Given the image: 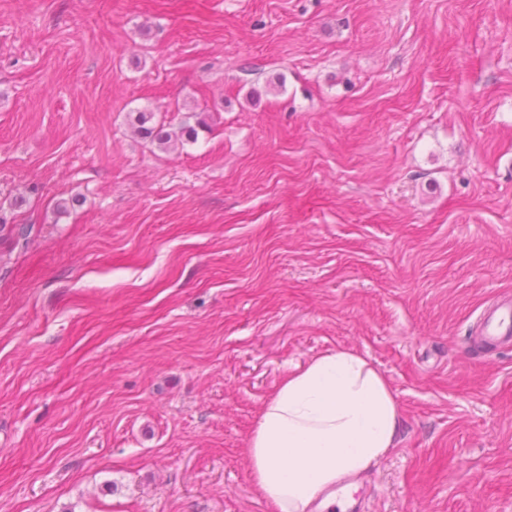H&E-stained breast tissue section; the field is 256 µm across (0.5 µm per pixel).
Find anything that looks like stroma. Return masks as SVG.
I'll return each instance as SVG.
<instances>
[{
  "instance_id": "stroma-1",
  "label": "stroma",
  "mask_w": 512,
  "mask_h": 512,
  "mask_svg": "<svg viewBox=\"0 0 512 512\" xmlns=\"http://www.w3.org/2000/svg\"><path fill=\"white\" fill-rule=\"evenodd\" d=\"M509 296L512 0H0V512H271L336 348L403 420L343 512H512ZM187 119L177 131H165L163 125H158L155 120V112L150 109H144L137 113L136 116V132L144 139H149L152 143L158 144L160 147H166L172 142L193 143L195 141L196 127L204 124L205 120L200 113H190ZM195 119V125H191L189 120ZM197 137V135H196ZM480 331L491 343L512 342V299H504L483 313Z\"/></svg>"
}]
</instances>
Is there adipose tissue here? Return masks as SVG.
I'll return each mask as SVG.
<instances>
[{"label":"adipose tissue","instance_id":"ef3b65f1","mask_svg":"<svg viewBox=\"0 0 512 512\" xmlns=\"http://www.w3.org/2000/svg\"><path fill=\"white\" fill-rule=\"evenodd\" d=\"M401 429L385 374L355 350L326 351L288 370L264 401L247 445L252 483L272 512H309L390 454Z\"/></svg>","mask_w":512,"mask_h":512}]
</instances>
